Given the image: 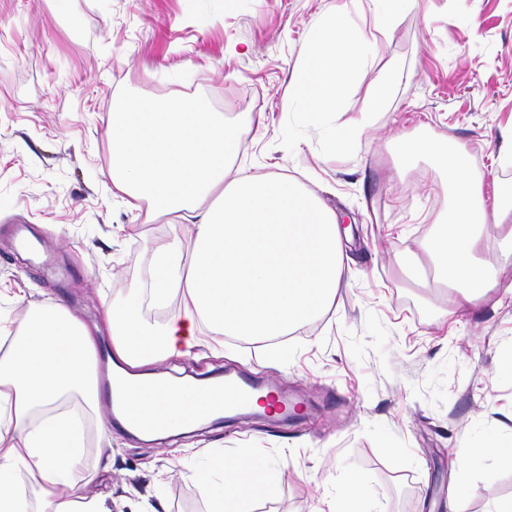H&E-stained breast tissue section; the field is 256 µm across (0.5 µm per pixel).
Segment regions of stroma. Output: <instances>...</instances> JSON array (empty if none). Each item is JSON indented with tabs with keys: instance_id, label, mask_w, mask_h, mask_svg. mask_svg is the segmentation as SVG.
Masks as SVG:
<instances>
[{
	"instance_id": "35a3bbf8",
	"label": "stroma",
	"mask_w": 512,
	"mask_h": 512,
	"mask_svg": "<svg viewBox=\"0 0 512 512\" xmlns=\"http://www.w3.org/2000/svg\"><path fill=\"white\" fill-rule=\"evenodd\" d=\"M331 11L375 38L370 75L335 114L301 123L289 103L300 48ZM381 14L394 20L385 36ZM385 71L396 80L379 105L373 78ZM117 95L208 101L241 133L239 173L315 192L350 227L352 262L325 313L295 333L228 341L220 355L203 341L151 367L265 379L303 401L300 421L241 416L144 441L102 406L64 397L84 425L87 494L109 512H207L196 464L284 448L278 491L254 512H327L354 476L377 512H448L461 479L465 512L512 497V464L470 455L512 439V297L462 317L448 289L396 272L451 205L426 141L467 152L485 205L512 199L507 0H0V226H22L43 254L34 262L0 234L1 316L59 303L94 325L104 305L144 287L152 241L185 236L176 219L129 209L112 184ZM365 113L353 153L334 151ZM273 347L287 360L268 362Z\"/></svg>"
}]
</instances>
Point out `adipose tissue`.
I'll list each match as a JSON object with an SVG mask.
<instances>
[{
    "label": "adipose tissue",
    "mask_w": 512,
    "mask_h": 512,
    "mask_svg": "<svg viewBox=\"0 0 512 512\" xmlns=\"http://www.w3.org/2000/svg\"><path fill=\"white\" fill-rule=\"evenodd\" d=\"M290 98L309 115L336 111L369 62L362 37L341 17L324 15L303 45ZM238 132L204 102L174 98L154 105L112 100V183L129 208L147 202L157 214L186 219L187 238L153 241L160 304L178 299L163 322L139 313V296L105 308L117 356L128 363L117 379L124 403L152 415L141 389L153 384L144 365L191 355L203 334L223 349L228 336L271 339L318 319L347 270L335 213L285 176H231ZM427 153L448 171L452 204L399 272L432 269L450 286L454 309L465 315L489 301L512 266V204L485 208L484 175L435 143ZM95 333L60 305L28 310L19 323L0 321V512H106L75 473L84 459L76 419L54 412L67 393L94 401ZM195 480L208 512H250L273 496L284 471L258 448L216 457ZM27 481H20V474Z\"/></svg>",
    "instance_id": "obj_1"
}]
</instances>
